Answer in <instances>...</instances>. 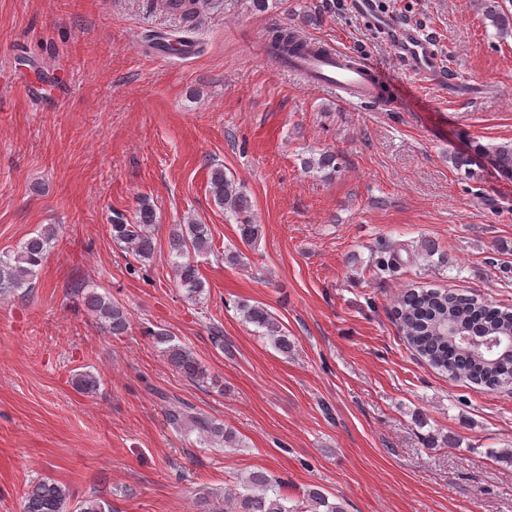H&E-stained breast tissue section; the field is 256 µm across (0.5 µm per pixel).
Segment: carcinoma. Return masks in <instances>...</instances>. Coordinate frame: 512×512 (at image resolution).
<instances>
[{
	"label": "carcinoma",
	"mask_w": 512,
	"mask_h": 512,
	"mask_svg": "<svg viewBox=\"0 0 512 512\" xmlns=\"http://www.w3.org/2000/svg\"><path fill=\"white\" fill-rule=\"evenodd\" d=\"M198 0H166L167 9L184 18L197 14ZM484 17L502 35L512 33V11L500 0H483ZM269 44L281 60L292 56L320 52L324 44L314 45L302 40L292 28L277 25L269 31ZM488 157L498 172L512 175V142L476 144L472 153L450 157L457 169L476 164L479 157ZM304 169H329L336 171V155L329 151L319 157L302 159ZM209 185L216 204L226 216L233 217L238 226L242 244L250 246L261 236V225L253 222L251 202L245 187L224 173L221 165L209 170ZM157 223L156 211L148 199L139 201L133 216L115 212L110 224L112 240L122 244L141 262H149L155 253L154 237L149 228ZM56 236V226H48L27 239L19 250L0 255V295L15 293L31 287L32 280L45 259ZM212 251L209 230L204 224L190 220L178 224L169 238L171 269L185 289L190 301L200 299L204 282L194 257ZM84 303L102 328L112 336H121L129 328L124 308L106 293L91 290L85 294ZM237 310L247 323L265 329L276 348L283 354L293 348V341L282 332V327L272 313L259 304L240 303ZM399 327L408 344L429 365L452 379H465L475 385L495 391L512 385V358L497 360L482 358L472 350L444 333L443 327L453 320L464 326L468 336L486 337L492 331L512 330V311L494 308L474 296L434 289L408 290L395 310ZM160 353L183 377L194 383L208 379V372L190 349L173 342L165 330L149 332ZM167 418L175 430L195 431L199 442L210 447L236 444L235 433L208 415L193 407L173 400L168 403ZM199 512H346L345 504L330 500L323 488L312 485L302 491V496L288 498L286 485L263 471H254L224 498L218 493L205 491L198 497ZM22 512H111L110 505L89 496L81 498L69 487L52 479H42L31 485L25 493Z\"/></svg>",
	"instance_id": "carcinoma-1"
}]
</instances>
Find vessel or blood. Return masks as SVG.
I'll use <instances>...</instances> for the list:
<instances>
[{
	"instance_id": "1",
	"label": "vessel or blood",
	"mask_w": 512,
	"mask_h": 512,
	"mask_svg": "<svg viewBox=\"0 0 512 512\" xmlns=\"http://www.w3.org/2000/svg\"><path fill=\"white\" fill-rule=\"evenodd\" d=\"M355 8L368 16L375 28L393 36L396 54L406 61L416 79L423 82L443 72L444 58L422 28L396 16L379 14L375 0H356ZM287 67L310 87L333 91L341 102L352 107L374 102L379 95L378 73L361 55L345 48L336 46L325 55L293 59Z\"/></svg>"
}]
</instances>
